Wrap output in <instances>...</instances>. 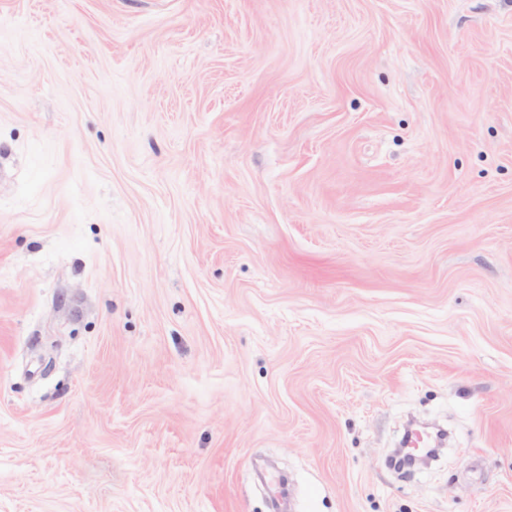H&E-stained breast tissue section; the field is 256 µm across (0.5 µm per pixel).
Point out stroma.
Segmentation results:
<instances>
[{
    "instance_id": "obj_1",
    "label": "stroma",
    "mask_w": 512,
    "mask_h": 512,
    "mask_svg": "<svg viewBox=\"0 0 512 512\" xmlns=\"http://www.w3.org/2000/svg\"><path fill=\"white\" fill-rule=\"evenodd\" d=\"M265 456L512 512V0H0V512H270Z\"/></svg>"
}]
</instances>
